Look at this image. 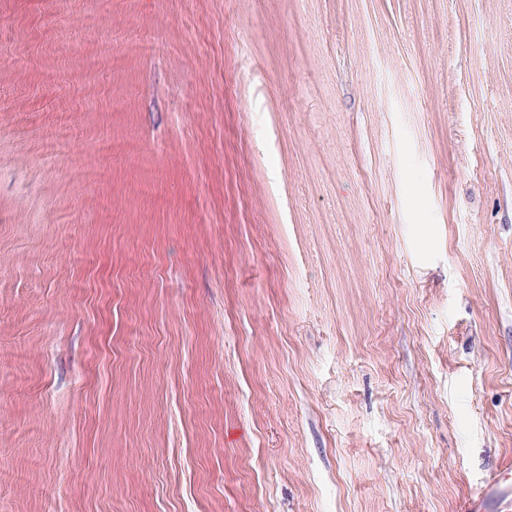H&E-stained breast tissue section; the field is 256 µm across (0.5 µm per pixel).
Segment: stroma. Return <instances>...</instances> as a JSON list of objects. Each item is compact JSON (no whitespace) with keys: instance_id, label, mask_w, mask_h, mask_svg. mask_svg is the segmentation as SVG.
I'll return each mask as SVG.
<instances>
[{"instance_id":"obj_1","label":"stroma","mask_w":512,"mask_h":512,"mask_svg":"<svg viewBox=\"0 0 512 512\" xmlns=\"http://www.w3.org/2000/svg\"><path fill=\"white\" fill-rule=\"evenodd\" d=\"M0 18V512L488 490L512 462V0Z\"/></svg>"}]
</instances>
